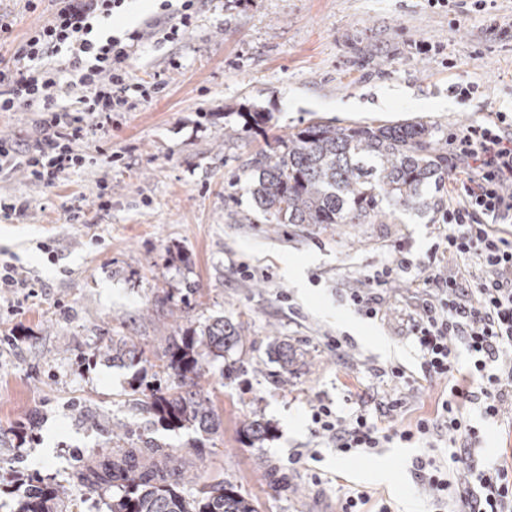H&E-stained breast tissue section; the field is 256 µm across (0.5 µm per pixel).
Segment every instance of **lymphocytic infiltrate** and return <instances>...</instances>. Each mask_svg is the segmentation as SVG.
<instances>
[{"label": "lymphocytic infiltrate", "mask_w": 512, "mask_h": 512, "mask_svg": "<svg viewBox=\"0 0 512 512\" xmlns=\"http://www.w3.org/2000/svg\"><path fill=\"white\" fill-rule=\"evenodd\" d=\"M126 0H55L50 17L12 44L0 67V112L33 110L40 136L22 147L0 137V171L21 168L44 187L89 164L78 145L156 93L133 81L129 59L147 42L174 43L193 26L199 0H161L143 28L122 37L93 38L98 23ZM77 97L79 113L57 105L61 88ZM449 183L454 200L443 214L429 262L415 281L423 304L411 335L429 377L445 381L436 414L414 427L398 425L401 400L383 419L359 411L343 418L319 406L312 421L337 453L371 454L393 440L422 443L414 470L439 512H512V463L477 458L482 442L467 408L479 404L498 419L512 397V114L471 124L448 136ZM409 262L399 258L354 288L349 300L367 317L381 312L379 295ZM472 359L462 375L457 355Z\"/></svg>", "instance_id": "obj_1"}]
</instances>
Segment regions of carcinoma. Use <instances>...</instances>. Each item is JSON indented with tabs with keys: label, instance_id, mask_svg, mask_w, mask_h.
Here are the masks:
<instances>
[{
	"label": "carcinoma",
	"instance_id": "cac0c4a2",
	"mask_svg": "<svg viewBox=\"0 0 512 512\" xmlns=\"http://www.w3.org/2000/svg\"><path fill=\"white\" fill-rule=\"evenodd\" d=\"M274 142L244 162L256 174V208L270 224H393L399 213H429L443 205L448 141L437 138L426 123L311 121ZM241 342L242 325L222 317L170 337L161 368L172 371L179 384L174 392L150 389L149 409L158 420L172 428L217 433L220 415L196 386L209 360L224 357ZM112 358L133 363L142 360V352L121 340L112 343ZM240 432L255 446L269 438L271 429L254 413L241 422ZM192 465V459L161 445L109 447L83 463L76 478L94 493L120 483L121 493L108 503V512H256L229 480L211 486L200 499L185 496ZM66 497L61 484L29 481L18 495L16 512H62Z\"/></svg>",
	"mask_w": 512,
	"mask_h": 512
}]
</instances>
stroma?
<instances>
[{"mask_svg": "<svg viewBox=\"0 0 512 512\" xmlns=\"http://www.w3.org/2000/svg\"><path fill=\"white\" fill-rule=\"evenodd\" d=\"M54 9L42 0H0L14 17L0 62ZM134 78L164 84L136 109L113 115L107 133L81 148L95 164L56 186L23 171L0 173V194L26 200L0 216V263L18 266L36 293L0 294V512H13L20 480L59 482L69 512H107L75 478L80 461L112 434L138 447L195 450L198 494L231 480L257 512H336L343 495L367 492L376 512H430L413 468L418 448L393 441L370 457L341 455L315 436L314 409L378 415L397 396L404 425L433 414L439 380L426 379L408 336L418 305L413 283L437 240L440 217L404 213L396 224H243L255 211L253 176L242 163L266 137L319 119L339 125L433 124L439 137L512 113V32L470 15L459 27L427 0H201L177 43L149 44L130 61ZM477 86L471 100L456 93ZM265 113V135L244 130L242 113ZM239 129L228 139L224 130ZM118 153L119 163L108 164ZM111 202L100 208L98 186ZM85 213L69 223V209ZM53 240L54 256L39 248ZM411 262L380 316L347 300L348 289L397 254ZM195 283L189 302L181 296ZM226 317L241 345L208 364L200 380L223 424L217 434L163 425L135 388L177 386L176 377L111 360L113 341H133L158 363L177 328ZM343 340L335 352L329 337ZM380 337L386 350L371 344ZM279 340L296 352L282 371ZM402 366L409 384L388 373ZM259 414L272 434L253 448L239 433ZM386 464L385 479L375 470Z\"/></svg>", "mask_w": 512, "mask_h": 512, "instance_id": "stroma-1", "label": "stroma"}]
</instances>
